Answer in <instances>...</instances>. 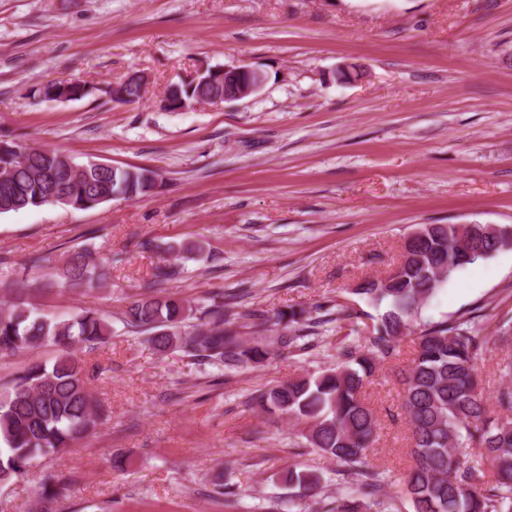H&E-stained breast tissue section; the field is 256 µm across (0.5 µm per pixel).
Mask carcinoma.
<instances>
[{
  "label": "carcinoma",
  "mask_w": 512,
  "mask_h": 512,
  "mask_svg": "<svg viewBox=\"0 0 512 512\" xmlns=\"http://www.w3.org/2000/svg\"><path fill=\"white\" fill-rule=\"evenodd\" d=\"M171 110L189 107L206 96L200 86L179 84ZM10 151L0 156V214L45 205L91 209L115 198L135 200L151 191L155 173L141 167L100 171L72 164L57 150L1 139ZM422 234L405 243L403 260L385 281L367 279L352 289L380 311L371 324L356 329L355 341L336 346V364L318 373L279 383L256 396L269 413L304 425L306 447L336 461V493L314 500L310 512H401L405 499L413 512H512V363L501 369L495 402L498 419L486 415L478 391V362L490 343L512 348V316L503 315L496 336L483 334L476 315L454 320H421L422 309L458 270L512 247L507 224H425ZM171 250L181 260L215 261L204 240ZM42 258L29 259L14 279L12 298L0 309V357L48 342L59 348L52 365L34 362L0 399V484L23 473L39 456L62 457L109 417L89 388V371L76 346L91 351L107 341L112 326L98 311L86 309L67 319L49 317L29 300V271ZM112 259L101 261L88 249L67 256L54 281L60 288L106 285ZM183 267L160 264L153 285L180 278ZM131 331L147 335L160 353L180 352L200 364L230 368L259 367L269 347L282 354L306 351L323 342L319 327L329 322L323 306L280 311L274 317L259 308L225 310L217 293L192 304L173 295L144 293L122 314ZM415 335L414 357L401 369L403 407L414 466L392 492L369 460L378 441L379 423L362 399V389L407 335ZM288 486L315 490L320 476L288 470ZM72 477L45 474L35 502L21 512H49Z\"/></svg>",
  "instance_id": "cac0c4a2"
}]
</instances>
